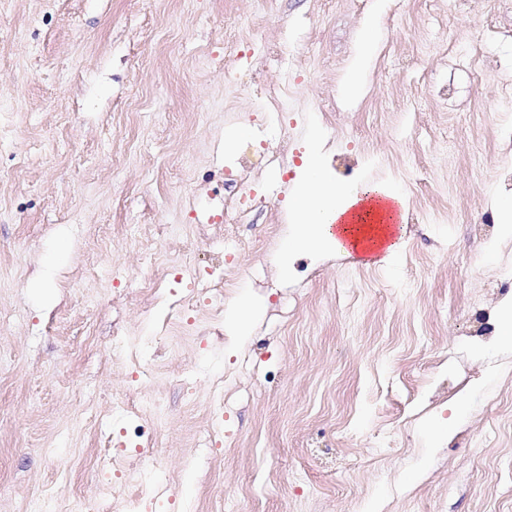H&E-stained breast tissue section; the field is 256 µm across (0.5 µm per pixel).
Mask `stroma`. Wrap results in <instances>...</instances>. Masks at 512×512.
<instances>
[{"label": "stroma", "mask_w": 512, "mask_h": 512, "mask_svg": "<svg viewBox=\"0 0 512 512\" xmlns=\"http://www.w3.org/2000/svg\"><path fill=\"white\" fill-rule=\"evenodd\" d=\"M373 2L0 0V512L93 496L104 429L166 474L143 512H512V353L476 333L512 237L471 232L512 197V0H388L348 104ZM314 126L335 175L405 194L394 264L285 250ZM187 253L257 303L243 345L201 294L177 351L160 339ZM117 336L152 345V377L113 362ZM463 392L429 449L422 421ZM123 393L161 421L113 413ZM377 22V14H370L364 19L363 31L368 35L359 41L357 50L350 62L343 87V95L347 99L355 100L363 93L365 77L374 62L376 54V46L371 34Z\"/></svg>", "instance_id": "obj_1"}]
</instances>
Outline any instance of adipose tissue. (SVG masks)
I'll return each instance as SVG.
<instances>
[{"label": "adipose tissue", "instance_id": "obj_1", "mask_svg": "<svg viewBox=\"0 0 512 512\" xmlns=\"http://www.w3.org/2000/svg\"><path fill=\"white\" fill-rule=\"evenodd\" d=\"M377 15L365 17L364 38L352 57L343 87L345 98H359L365 77L375 58L371 34ZM321 133L312 130L310 149L286 203L295 223L302 230L290 247L347 254L360 246L381 250L386 258L399 256L404 234L405 198L389 185L342 183L327 170L320 158Z\"/></svg>", "mask_w": 512, "mask_h": 512}]
</instances>
